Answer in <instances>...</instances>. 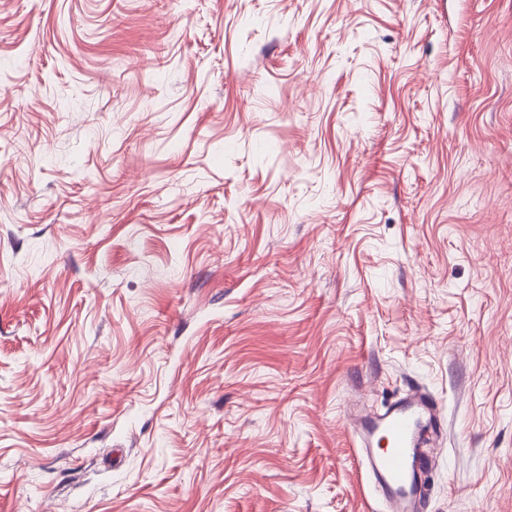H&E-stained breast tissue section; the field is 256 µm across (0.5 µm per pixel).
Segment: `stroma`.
<instances>
[{
  "mask_svg": "<svg viewBox=\"0 0 512 512\" xmlns=\"http://www.w3.org/2000/svg\"><path fill=\"white\" fill-rule=\"evenodd\" d=\"M512 512V0H0V512ZM435 408L430 395L417 388L394 402L379 417L360 422L361 449L388 512L413 510V493L419 481L415 462L422 454L420 427L426 418L429 430H440ZM377 433L382 434L386 446L382 453L374 455L367 447Z\"/></svg>",
  "mask_w": 512,
  "mask_h": 512,
  "instance_id": "stroma-1",
  "label": "stroma"
}]
</instances>
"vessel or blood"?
<instances>
[{"label":"vessel or blood","mask_w":512,"mask_h":512,"mask_svg":"<svg viewBox=\"0 0 512 512\" xmlns=\"http://www.w3.org/2000/svg\"><path fill=\"white\" fill-rule=\"evenodd\" d=\"M424 424L432 429L440 426L430 395L417 388L394 402L384 414L359 425L362 446H369L378 434L386 442L380 454H367L366 460L387 512H412L413 493L419 481L415 462L421 455L420 427Z\"/></svg>","instance_id":"b4317fda"}]
</instances>
